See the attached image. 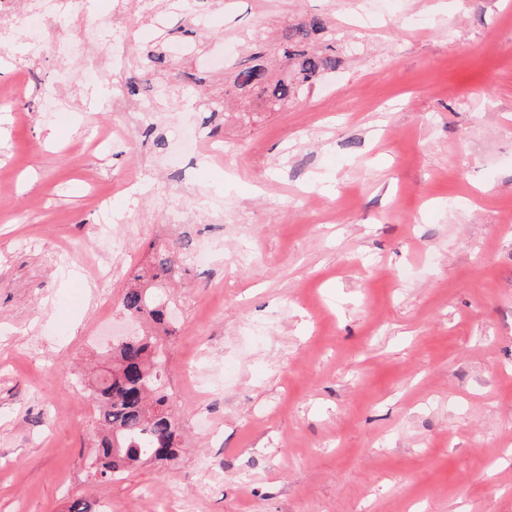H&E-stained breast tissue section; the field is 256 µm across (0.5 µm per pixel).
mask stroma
I'll list each match as a JSON object with an SVG mask.
<instances>
[{
    "label": "stroma",
    "instance_id": "obj_1",
    "mask_svg": "<svg viewBox=\"0 0 512 512\" xmlns=\"http://www.w3.org/2000/svg\"><path fill=\"white\" fill-rule=\"evenodd\" d=\"M368 4L61 0L36 50L0 20V512H512V0ZM310 15L335 72L225 114ZM164 253L181 452L98 482L79 377Z\"/></svg>",
    "mask_w": 512,
    "mask_h": 512
}]
</instances>
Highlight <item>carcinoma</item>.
Returning a JSON list of instances; mask_svg holds the SVG:
<instances>
[{"label":"carcinoma","mask_w":512,"mask_h":512,"mask_svg":"<svg viewBox=\"0 0 512 512\" xmlns=\"http://www.w3.org/2000/svg\"><path fill=\"white\" fill-rule=\"evenodd\" d=\"M329 27L328 20L317 16L288 23L281 32L282 55L290 63L288 76L270 80L264 54L254 51L237 62L233 82L224 89V101L252 94L276 111L281 104L304 96L338 65L333 44L315 46ZM167 271L164 261L134 276L122 299L124 309L165 325L167 313L159 286ZM164 368L158 337L137 336L115 344L104 373L89 382L102 424L95 433L91 476L110 480L136 464L178 457L180 433L164 388Z\"/></svg>","instance_id":"cac0c4a2"}]
</instances>
